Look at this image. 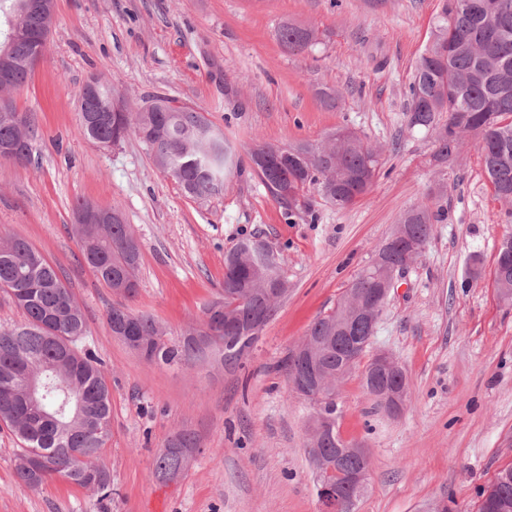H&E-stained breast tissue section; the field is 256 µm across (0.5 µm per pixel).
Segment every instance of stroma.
<instances>
[{"label": "stroma", "mask_w": 512, "mask_h": 512, "mask_svg": "<svg viewBox=\"0 0 512 512\" xmlns=\"http://www.w3.org/2000/svg\"><path fill=\"white\" fill-rule=\"evenodd\" d=\"M440 0H55L46 52L11 91L38 129L32 161L0 159V236H21L58 269L82 306L87 345L102 362L112 403L101 460L110 512H321L306 454L313 409L279 369L310 323L335 307L409 209L441 221L392 290L373 345L390 351L410 383L389 416L353 370L336 397L344 440L369 452L368 487L355 512H478L481 491L512 465V303L492 271L512 230L476 136L448 162L425 129L409 127L414 66L431 40ZM314 28L312 51L292 53L281 24ZM135 112L166 95L205 110L234 146L240 170L207 199L185 196L135 136L101 148L79 131L78 96L90 79ZM336 91L335 107L320 93ZM383 147L369 192L353 206L316 189L286 213L253 173L256 141L321 142L339 127ZM118 209L139 240L138 294L129 306L172 337L203 318L224 287V254L262 234L288 293L242 366L206 348L181 369L145 360L107 325L118 296L100 283L73 231L79 203ZM482 272L472 276L473 258ZM201 453L173 482L153 460L177 433ZM19 441L0 424V512H100L85 489L53 478L42 490L15 473Z\"/></svg>", "instance_id": "35a3bbf8"}]
</instances>
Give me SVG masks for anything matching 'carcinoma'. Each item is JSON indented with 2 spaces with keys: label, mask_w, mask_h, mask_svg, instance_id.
<instances>
[{
  "label": "carcinoma",
  "mask_w": 512,
  "mask_h": 512,
  "mask_svg": "<svg viewBox=\"0 0 512 512\" xmlns=\"http://www.w3.org/2000/svg\"><path fill=\"white\" fill-rule=\"evenodd\" d=\"M51 0H0V70L10 72L8 88L25 85L32 68L27 60L45 52L51 33ZM281 43L292 52L311 49L319 43L313 29L283 24ZM112 87L95 81V90L80 94L79 115H93L83 136L103 148L118 144L133 133L146 145L155 166L191 198L205 199L222 190L224 180L238 171L231 143L204 113L175 98L156 96L138 112H109ZM408 122L434 133L437 159L446 162L460 149L466 135L480 136L479 152L497 199L512 203V0H442L432 39L417 60L408 87ZM445 122H439L442 113ZM330 132L313 144L297 142L276 145L258 141L249 153L252 171L272 198L293 212L300 192L309 186L324 201L338 209L355 204L371 188L362 183L366 170L376 172L380 150L359 135ZM37 135L34 122L21 112H0V149L8 159L24 165L31 162ZM438 214L428 205L408 210L400 223L412 238L425 244ZM82 242V255L96 278L113 294L126 284L124 299L137 295L136 271L140 245L124 222L75 224ZM258 238L240 241L224 253V299L204 307L203 314L220 312L224 359L238 362L258 336L247 332L252 317L269 320L278 303L268 292L277 272L254 250ZM373 266L361 270L349 286L364 295L373 294L379 283ZM0 289L17 306L25 321L0 332V423L22 444L16 455V476L30 489L65 475L71 483L86 488L98 503L112 501V479L101 462V450L110 435L109 388L99 361L85 344L88 325L83 308L60 278L56 267L30 242L19 236L0 237ZM349 307L343 295L327 314L318 317L308 335L326 339L319 358L324 371L340 373L343 381L359 365L365 350L336 343V318ZM131 321L135 335L145 343L150 361L180 368L196 349L184 339H174L150 315L135 312L125 304L112 306L107 314L109 329L117 321ZM41 374L46 387L40 407L25 401L28 380ZM85 402L81 416L69 414L68 395ZM346 447L338 434L326 436L318 448H307L312 463L318 457L334 458ZM196 449V439L179 433L153 461V475L170 482L182 475L184 457ZM512 466L498 471L488 489L492 496L512 500Z\"/></svg>",
  "instance_id": "1"
}]
</instances>
